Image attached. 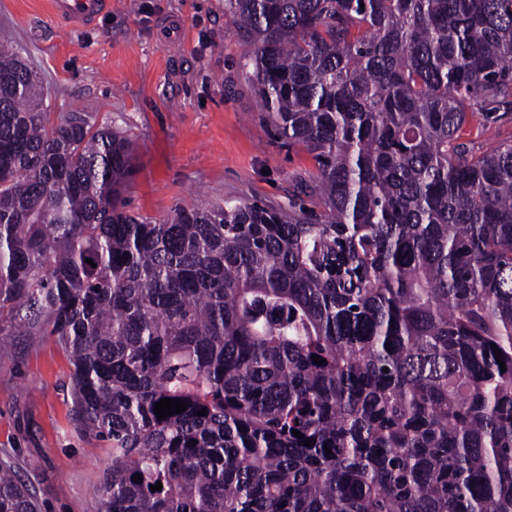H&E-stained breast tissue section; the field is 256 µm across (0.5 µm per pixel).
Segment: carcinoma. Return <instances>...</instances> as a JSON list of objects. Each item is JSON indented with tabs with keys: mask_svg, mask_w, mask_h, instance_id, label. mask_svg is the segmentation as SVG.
Segmentation results:
<instances>
[{
	"mask_svg": "<svg viewBox=\"0 0 512 512\" xmlns=\"http://www.w3.org/2000/svg\"><path fill=\"white\" fill-rule=\"evenodd\" d=\"M226 7L319 215L127 213L129 142L1 44L0 344L67 352L104 512H512V143L460 141L512 112V0ZM0 512H37L1 461Z\"/></svg>",
	"mask_w": 512,
	"mask_h": 512,
	"instance_id": "1",
	"label": "carcinoma"
}]
</instances>
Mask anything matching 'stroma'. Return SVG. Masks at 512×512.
I'll return each mask as SVG.
<instances>
[{
  "label": "stroma",
  "instance_id": "35a3bbf8",
  "mask_svg": "<svg viewBox=\"0 0 512 512\" xmlns=\"http://www.w3.org/2000/svg\"><path fill=\"white\" fill-rule=\"evenodd\" d=\"M39 75L51 121L85 113L128 139L135 171L127 211L162 220L175 209L302 199L311 155L275 135L252 79L253 47L224 0H112L75 32L49 0H0V42ZM462 139L477 151L512 141V112ZM73 367L56 337L17 330L0 346V459L19 463L38 512H101L107 449L73 423Z\"/></svg>",
  "mask_w": 512,
  "mask_h": 512
}]
</instances>
